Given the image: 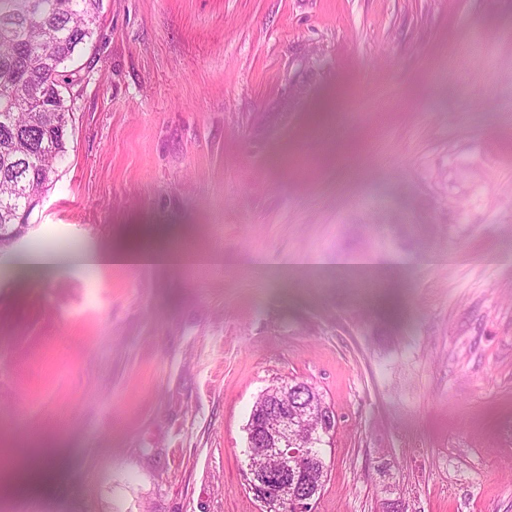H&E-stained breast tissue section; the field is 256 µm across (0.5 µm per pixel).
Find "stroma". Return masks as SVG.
<instances>
[{
  "mask_svg": "<svg viewBox=\"0 0 512 512\" xmlns=\"http://www.w3.org/2000/svg\"><path fill=\"white\" fill-rule=\"evenodd\" d=\"M72 68L0 254V512H260L291 379L336 412L314 512H512V0H103ZM131 241L192 259L15 266Z\"/></svg>",
  "mask_w": 512,
  "mask_h": 512,
  "instance_id": "35a3bbf8",
  "label": "stroma"
}]
</instances>
